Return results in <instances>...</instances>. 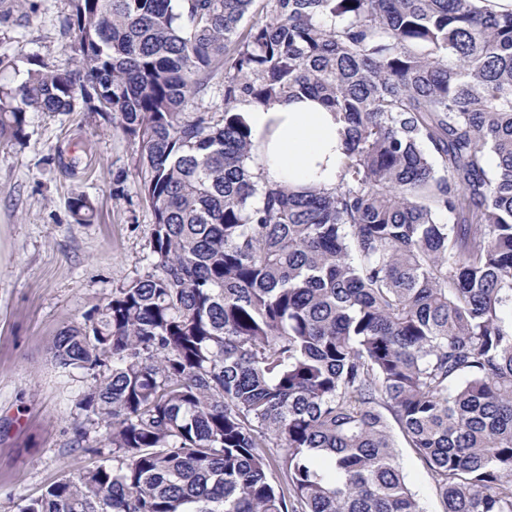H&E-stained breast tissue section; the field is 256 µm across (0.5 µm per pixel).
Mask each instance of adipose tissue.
Instances as JSON below:
<instances>
[{
    "mask_svg": "<svg viewBox=\"0 0 512 512\" xmlns=\"http://www.w3.org/2000/svg\"><path fill=\"white\" fill-rule=\"evenodd\" d=\"M244 118L259 144L251 167L262 181L298 191L336 185L345 158V127L317 99L302 96L266 107L250 105Z\"/></svg>",
    "mask_w": 512,
    "mask_h": 512,
    "instance_id": "ef3b65f1",
    "label": "adipose tissue"
}]
</instances>
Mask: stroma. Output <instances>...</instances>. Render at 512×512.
Instances as JSON below:
<instances>
[{"label": "stroma", "mask_w": 512, "mask_h": 512, "mask_svg": "<svg viewBox=\"0 0 512 512\" xmlns=\"http://www.w3.org/2000/svg\"><path fill=\"white\" fill-rule=\"evenodd\" d=\"M0 0V54L16 67L0 85L26 77L30 60L72 67L74 37L65 25L70 0ZM24 144L0 140V512H18L62 478L96 464L101 428L74 444L76 402L89 383L62 371L54 341L84 323L113 289L143 276L154 223L135 174L137 143L111 120L76 101L71 112L29 111ZM81 163L67 171L72 156ZM87 197L92 223H76L70 203ZM406 482L424 512H442L430 471L399 446Z\"/></svg>", "instance_id": "obj_1"}]
</instances>
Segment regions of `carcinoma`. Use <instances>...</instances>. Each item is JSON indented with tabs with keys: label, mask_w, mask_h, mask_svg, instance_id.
Segmentation results:
<instances>
[{
	"label": "carcinoma",
	"mask_w": 512,
	"mask_h": 512,
	"mask_svg": "<svg viewBox=\"0 0 512 512\" xmlns=\"http://www.w3.org/2000/svg\"><path fill=\"white\" fill-rule=\"evenodd\" d=\"M76 68L0 86V139L82 98L139 143L151 271L58 334L112 458L18 512H512V11L488 0H72ZM346 124L330 190L266 184L241 106ZM219 96L224 110L202 109ZM200 113L186 120L188 109ZM79 223L93 206L71 204ZM285 476L268 478L270 467ZM397 442L399 462L408 487L426 512H441L443 506L430 471L422 464L412 449L403 444L400 437H397Z\"/></svg>",
	"instance_id": "carcinoma-1"
}]
</instances>
